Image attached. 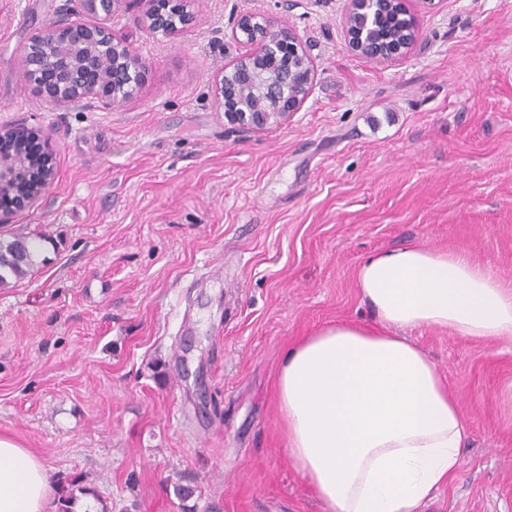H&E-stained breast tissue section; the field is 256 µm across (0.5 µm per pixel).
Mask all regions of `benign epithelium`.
Wrapping results in <instances>:
<instances>
[{"mask_svg":"<svg viewBox=\"0 0 512 512\" xmlns=\"http://www.w3.org/2000/svg\"><path fill=\"white\" fill-rule=\"evenodd\" d=\"M195 0H66L56 19L36 29L23 44L22 65L37 95L57 110L67 111L97 102L104 107L124 103L144 82L148 68L135 50L116 37L107 21L121 11L137 10L138 21L152 36L176 38L193 22ZM345 17L348 46L372 61L404 57L412 44L374 50L355 39L354 17L370 7H394L403 0H348ZM232 36L248 45L246 54L224 65L213 97L216 108L231 124L262 130L299 110L314 79V65L299 34L288 26L257 13L235 17ZM304 61L302 92L292 95L288 83L294 74L278 68L290 55ZM20 132L41 137L43 131L22 124L0 125V138ZM56 177L55 152L46 144L38 159L0 157V194L19 192L20 201L0 208V223L11 224L15 215L36 207Z\"/></svg>","mask_w":512,"mask_h":512,"instance_id":"benign-epithelium-1","label":"benign epithelium"}]
</instances>
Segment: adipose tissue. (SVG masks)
I'll use <instances>...</instances> for the list:
<instances>
[{"label": "adipose tissue", "instance_id": "obj_1", "mask_svg": "<svg viewBox=\"0 0 512 512\" xmlns=\"http://www.w3.org/2000/svg\"><path fill=\"white\" fill-rule=\"evenodd\" d=\"M356 281L376 324L318 328L280 361L288 455L327 512H423L457 475L469 426L434 362L401 332L512 336V290L469 255L422 245L370 254ZM51 508L43 463L0 435V512Z\"/></svg>", "mask_w": 512, "mask_h": 512}]
</instances>
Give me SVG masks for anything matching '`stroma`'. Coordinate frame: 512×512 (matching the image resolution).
<instances>
[{
	"instance_id": "35a3bbf8",
	"label": "stroma",
	"mask_w": 512,
	"mask_h": 512,
	"mask_svg": "<svg viewBox=\"0 0 512 512\" xmlns=\"http://www.w3.org/2000/svg\"><path fill=\"white\" fill-rule=\"evenodd\" d=\"M64 3L0 0V123L42 127L57 170L0 224L39 240L0 287V435L39 457L56 506L325 512L278 418L285 348L374 323L356 285L374 252L463 251L512 289V0H404L416 41L382 62L350 50L347 0H196L174 39L122 11L110 27L149 64L144 85L53 111L20 47ZM247 12L294 28L315 69L300 110L262 131L213 102L246 51L228 18ZM406 335L471 429L423 512H512V338Z\"/></svg>"
}]
</instances>
